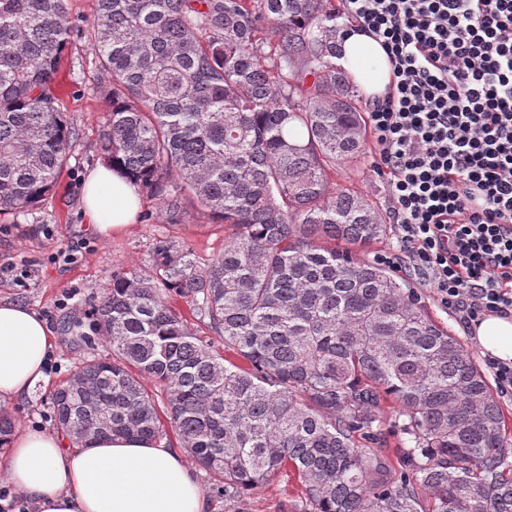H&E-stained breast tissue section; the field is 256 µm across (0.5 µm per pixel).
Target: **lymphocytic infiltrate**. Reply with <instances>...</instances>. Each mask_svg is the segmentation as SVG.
Returning <instances> with one entry per match:
<instances>
[{"label":"lymphocytic infiltrate","mask_w":512,"mask_h":512,"mask_svg":"<svg viewBox=\"0 0 512 512\" xmlns=\"http://www.w3.org/2000/svg\"><path fill=\"white\" fill-rule=\"evenodd\" d=\"M391 75L367 101L408 265L469 326L512 314V0H338Z\"/></svg>","instance_id":"f902f5d3"}]
</instances>
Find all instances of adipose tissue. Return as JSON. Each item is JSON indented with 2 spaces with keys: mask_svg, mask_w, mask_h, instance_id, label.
Instances as JSON below:
<instances>
[{
  "mask_svg": "<svg viewBox=\"0 0 512 512\" xmlns=\"http://www.w3.org/2000/svg\"><path fill=\"white\" fill-rule=\"evenodd\" d=\"M337 68L361 80L369 93H382L389 63L381 43L355 31L337 45ZM379 66L366 76L364 66ZM141 196L111 164L87 175L82 190L85 216L95 232L111 238L137 220ZM484 350L512 361V316H489L474 327ZM55 344L48 321L24 305L0 301V407L46 383V362ZM0 461L18 493L39 512H206L203 490L175 449L140 438L105 436L78 446L55 432L22 428L5 437Z\"/></svg>",
  "mask_w": 512,
  "mask_h": 512,
  "instance_id": "obj_1",
  "label": "adipose tissue"
}]
</instances>
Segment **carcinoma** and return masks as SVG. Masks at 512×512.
I'll use <instances>...</instances> for the list:
<instances>
[{
    "label": "carcinoma",
    "instance_id": "carcinoma-1",
    "mask_svg": "<svg viewBox=\"0 0 512 512\" xmlns=\"http://www.w3.org/2000/svg\"><path fill=\"white\" fill-rule=\"evenodd\" d=\"M96 2L104 159L166 223L193 209L233 233L206 268L158 238L150 273L112 275L93 324L111 355L52 394L56 429L158 439L163 413L226 502L289 469L295 512H512V435L486 376L413 291L353 257L386 236L381 214L328 191L366 133L331 62L332 0ZM71 34L69 0H0V214L37 209L69 159L49 83ZM388 401L401 468L382 448Z\"/></svg>",
    "mask_w": 512,
    "mask_h": 512
}]
</instances>
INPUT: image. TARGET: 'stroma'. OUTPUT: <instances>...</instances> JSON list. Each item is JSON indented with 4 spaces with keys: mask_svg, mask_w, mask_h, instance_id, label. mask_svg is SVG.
Masks as SVG:
<instances>
[{
    "mask_svg": "<svg viewBox=\"0 0 512 512\" xmlns=\"http://www.w3.org/2000/svg\"><path fill=\"white\" fill-rule=\"evenodd\" d=\"M94 7L95 0H70L73 32L56 78L57 104L77 133L68 164L56 190L36 211L0 216V300L31 307L57 332L51 356L55 367L46 384L8 408L20 428L52 429L50 393L83 359L108 353V345L98 339L74 348L60 328L69 321L75 325V334H89L90 313L113 273L148 272L152 244L161 236L188 245L198 264L208 265L223 254L224 242L232 233L231 227L208 223L195 214L184 224L166 223L158 201L149 197L142 200L141 218L112 238H101L85 221L81 186L87 173L103 160L98 135L110 89L91 35ZM372 146V141H365L360 158L337 167L330 186L360 192L385 215L390 207L388 190L385 179L374 170ZM46 227L52 229V237H44ZM396 278L468 347L476 364H483V348L437 301L421 276L409 270L397 273ZM297 496L296 479L283 475L246 495L242 507L244 512H293Z\"/></svg>",
    "mask_w": 512,
    "mask_h": 512,
    "instance_id": "35a3bbf8",
    "label": "stroma"
}]
</instances>
